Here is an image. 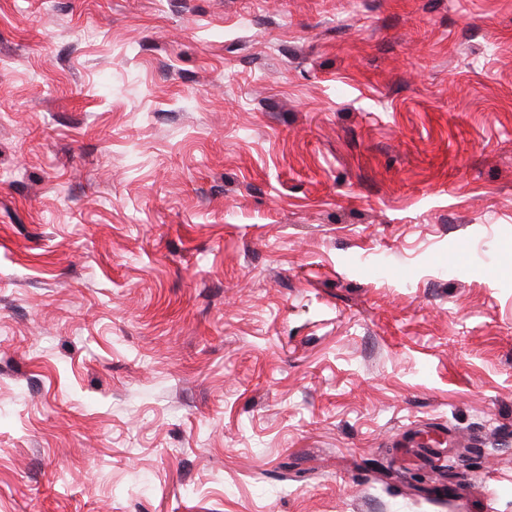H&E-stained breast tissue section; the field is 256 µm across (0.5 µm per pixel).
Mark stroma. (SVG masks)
<instances>
[{"instance_id": "35a3bbf8", "label": "stroma", "mask_w": 512, "mask_h": 512, "mask_svg": "<svg viewBox=\"0 0 512 512\" xmlns=\"http://www.w3.org/2000/svg\"><path fill=\"white\" fill-rule=\"evenodd\" d=\"M0 512H512V0H0Z\"/></svg>"}]
</instances>
